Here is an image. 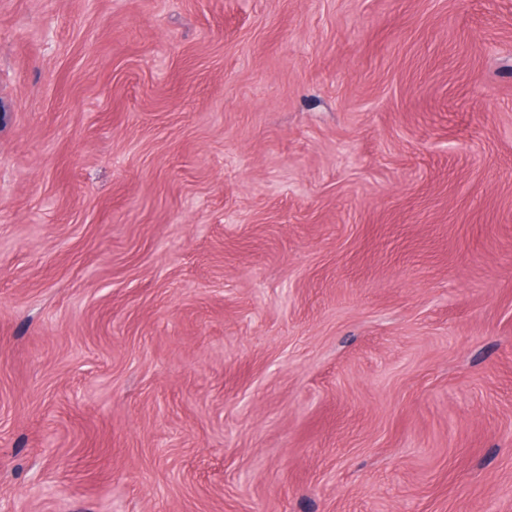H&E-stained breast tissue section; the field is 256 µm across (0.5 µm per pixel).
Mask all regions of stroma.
<instances>
[{"label": "stroma", "mask_w": 512, "mask_h": 512, "mask_svg": "<svg viewBox=\"0 0 512 512\" xmlns=\"http://www.w3.org/2000/svg\"><path fill=\"white\" fill-rule=\"evenodd\" d=\"M0 512H512V0H0Z\"/></svg>", "instance_id": "obj_1"}]
</instances>
